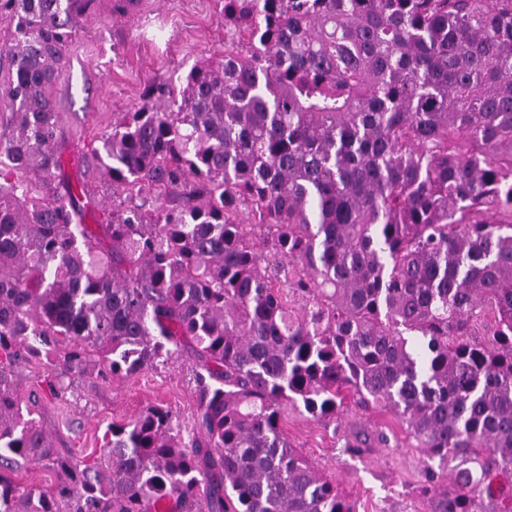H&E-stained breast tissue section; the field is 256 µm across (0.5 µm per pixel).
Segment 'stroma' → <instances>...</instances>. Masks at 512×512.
Wrapping results in <instances>:
<instances>
[{
  "label": "stroma",
  "instance_id": "stroma-1",
  "mask_svg": "<svg viewBox=\"0 0 512 512\" xmlns=\"http://www.w3.org/2000/svg\"><path fill=\"white\" fill-rule=\"evenodd\" d=\"M224 53V14L220 0H140L134 13L116 16L110 0H97L67 45L68 65L53 88L62 116L63 172L94 200L84 221L104 223L112 208L139 203L136 195L113 191L100 173L91 143L112 130L116 113L133 112L153 91L155 104L201 57ZM190 354L129 377H102L96 367L62 378L59 396L44 382V366L33 358L12 373L22 401L37 400L41 424L57 452L72 460H92L103 452L109 425L125 423L150 405L168 407L183 427L192 426L197 401L190 381ZM289 441L318 472L335 481L355 512H425L419 488L425 480L422 449L389 411L365 408L346 399L334 422L288 413L283 422ZM358 429L381 430L386 445L361 455L345 450Z\"/></svg>",
  "mask_w": 512,
  "mask_h": 512
}]
</instances>
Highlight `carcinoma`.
Segmentation results:
<instances>
[{
	"label": "carcinoma",
	"instance_id": "cac0c4a2",
	"mask_svg": "<svg viewBox=\"0 0 512 512\" xmlns=\"http://www.w3.org/2000/svg\"><path fill=\"white\" fill-rule=\"evenodd\" d=\"M79 2L0 0V512H354L281 426L348 396L406 424L427 512H512V0H223L224 58L92 148L143 196L96 232L55 176ZM185 351L191 430L152 405L82 465L11 380ZM14 481L28 488L46 490L58 480V473L52 465L42 463H22L11 475Z\"/></svg>",
	"mask_w": 512,
	"mask_h": 512
}]
</instances>
